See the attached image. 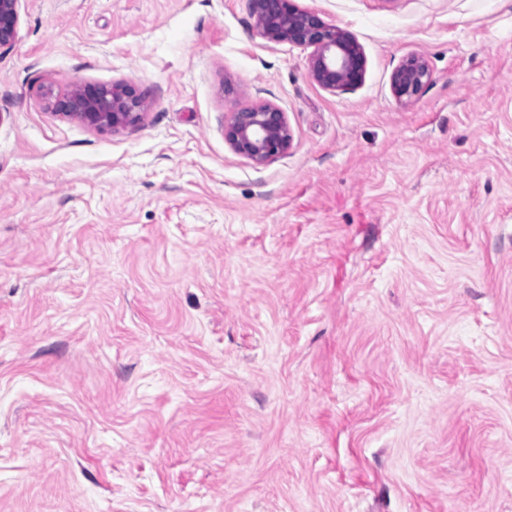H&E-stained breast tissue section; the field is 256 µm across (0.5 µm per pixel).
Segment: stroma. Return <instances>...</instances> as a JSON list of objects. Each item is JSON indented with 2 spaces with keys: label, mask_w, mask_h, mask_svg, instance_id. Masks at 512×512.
<instances>
[{
  "label": "stroma",
  "mask_w": 512,
  "mask_h": 512,
  "mask_svg": "<svg viewBox=\"0 0 512 512\" xmlns=\"http://www.w3.org/2000/svg\"><path fill=\"white\" fill-rule=\"evenodd\" d=\"M296 2L360 86L249 0H18L0 512H512V0ZM118 81L116 132L37 92ZM257 102L292 132L263 164L224 139ZM294 2L251 0L260 37L268 43L312 48L308 58L309 76L325 90L336 93L360 85L365 72V57L356 39ZM432 76L426 60L422 56L411 55L393 70L390 77L392 93L398 101L409 102L432 81Z\"/></svg>",
  "instance_id": "35a3bbf8"
}]
</instances>
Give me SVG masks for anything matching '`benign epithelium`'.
I'll return each instance as SVG.
<instances>
[{"label": "benign epithelium", "mask_w": 512, "mask_h": 512, "mask_svg": "<svg viewBox=\"0 0 512 512\" xmlns=\"http://www.w3.org/2000/svg\"><path fill=\"white\" fill-rule=\"evenodd\" d=\"M18 0H0V48L13 45L18 25ZM257 32L268 43L309 48L308 72L314 83L330 92L348 91L361 84L365 57L346 30L324 22L295 0H251ZM432 81L426 60L411 55L390 77L391 90L400 102L415 98ZM57 114L76 117L94 128L114 130L135 123L143 104L135 88L125 82L84 85L47 96ZM224 139L235 153L263 164L285 152L292 134L285 113L269 103L247 105L230 113Z\"/></svg>", "instance_id": "1"}]
</instances>
